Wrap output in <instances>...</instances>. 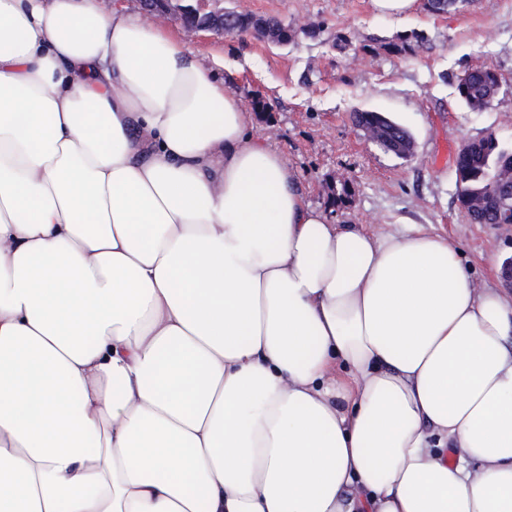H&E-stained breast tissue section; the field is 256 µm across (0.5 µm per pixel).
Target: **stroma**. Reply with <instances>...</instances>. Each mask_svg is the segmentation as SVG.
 I'll use <instances>...</instances> for the list:
<instances>
[{
    "label": "stroma",
    "instance_id": "obj_1",
    "mask_svg": "<svg viewBox=\"0 0 512 512\" xmlns=\"http://www.w3.org/2000/svg\"><path fill=\"white\" fill-rule=\"evenodd\" d=\"M224 9L279 18L297 29L293 42L276 45L249 33L216 36L186 32L160 20L202 62L223 57L234 75L227 89L244 110L255 93L272 105L256 115L255 132L270 140L300 173L308 201L326 207L331 183L348 181L352 197L332 211L339 224L394 230L419 224L452 238L479 287L503 288L500 272L512 261V227L474 224L458 199L456 154L464 140L492 133L512 144V0L399 18L377 15L371 0H223ZM319 28L317 37L303 35ZM426 45L414 55L362 51L366 37L388 42L410 32ZM351 45L335 47L337 35ZM476 65L494 67L501 80L496 109L474 111L456 86ZM384 113L413 135L412 157L385 152L355 127L354 110Z\"/></svg>",
    "mask_w": 512,
    "mask_h": 512
}]
</instances>
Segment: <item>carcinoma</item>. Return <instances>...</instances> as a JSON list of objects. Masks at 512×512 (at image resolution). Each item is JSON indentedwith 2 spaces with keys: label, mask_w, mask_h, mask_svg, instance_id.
Masks as SVG:
<instances>
[{
  "label": "carcinoma",
  "mask_w": 512,
  "mask_h": 512,
  "mask_svg": "<svg viewBox=\"0 0 512 512\" xmlns=\"http://www.w3.org/2000/svg\"><path fill=\"white\" fill-rule=\"evenodd\" d=\"M228 27L235 32H245L258 20L253 14L227 13ZM424 38L417 34L400 35L397 40L381 44L389 54L412 52L423 46ZM495 79L475 67L459 79L458 96L469 108H476L491 90ZM354 125L373 132L381 148L395 152L406 148L412 141L408 130L388 116L375 111L355 110L351 113ZM512 165V148L502 145L492 137L473 140L457 167L459 184L458 201L465 206L471 199H484L486 204L472 215L480 224H512V189L505 183L494 184L495 171Z\"/></svg>",
  "instance_id": "carcinoma-1"
}]
</instances>
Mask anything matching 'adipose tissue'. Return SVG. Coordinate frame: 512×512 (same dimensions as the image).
<instances>
[{"label":"adipose tissue","instance_id":"obj_1","mask_svg":"<svg viewBox=\"0 0 512 512\" xmlns=\"http://www.w3.org/2000/svg\"><path fill=\"white\" fill-rule=\"evenodd\" d=\"M210 68L0 0V512H512V298L331 221Z\"/></svg>","mask_w":512,"mask_h":512}]
</instances>
